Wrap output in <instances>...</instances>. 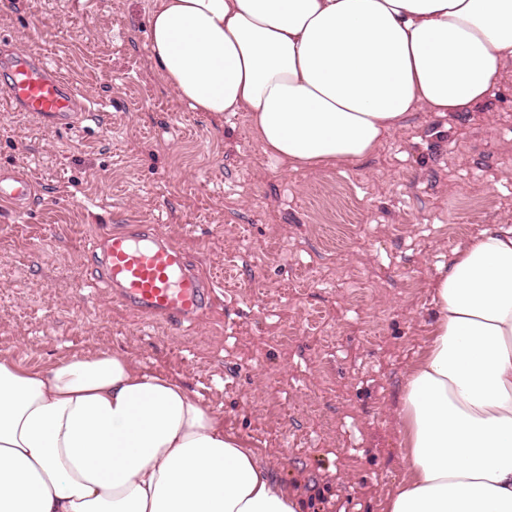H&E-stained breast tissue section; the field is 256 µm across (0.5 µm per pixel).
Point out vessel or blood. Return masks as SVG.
<instances>
[{"label":"vessel or blood","instance_id":"1","mask_svg":"<svg viewBox=\"0 0 512 512\" xmlns=\"http://www.w3.org/2000/svg\"><path fill=\"white\" fill-rule=\"evenodd\" d=\"M4 63L8 78L0 97L13 110L35 112L55 128H73L83 110L74 85L43 58L10 53ZM37 188L16 171L0 169V204L25 215ZM103 255L102 278L123 307L150 320L178 325L201 315L214 303L217 283L212 276L188 268L180 252L153 226L115 231L95 244Z\"/></svg>","mask_w":512,"mask_h":512}]
</instances>
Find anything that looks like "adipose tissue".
<instances>
[{"instance_id":"obj_1","label":"adipose tissue","mask_w":512,"mask_h":512,"mask_svg":"<svg viewBox=\"0 0 512 512\" xmlns=\"http://www.w3.org/2000/svg\"><path fill=\"white\" fill-rule=\"evenodd\" d=\"M151 59L196 112H247L291 166L356 163L407 116L452 120L512 63V0H154ZM405 379L406 478L387 512H512V229L433 282ZM260 450L168 374L0 350V512H302Z\"/></svg>"}]
</instances>
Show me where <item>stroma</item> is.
I'll use <instances>...</instances> for the list:
<instances>
[{
    "label": "stroma",
    "mask_w": 512,
    "mask_h": 512,
    "mask_svg": "<svg viewBox=\"0 0 512 512\" xmlns=\"http://www.w3.org/2000/svg\"><path fill=\"white\" fill-rule=\"evenodd\" d=\"M153 3L0 0V33L86 106L64 131L0 100V168L38 189L27 214L0 211V349L46 368L126 354L266 449L304 512H386L430 281L480 231L512 226V81L460 120L411 113L363 161L293 169L248 113L178 99L150 59ZM134 219L213 273L214 313L171 330L95 287L96 233Z\"/></svg>",
    "instance_id": "stroma-1"
}]
</instances>
